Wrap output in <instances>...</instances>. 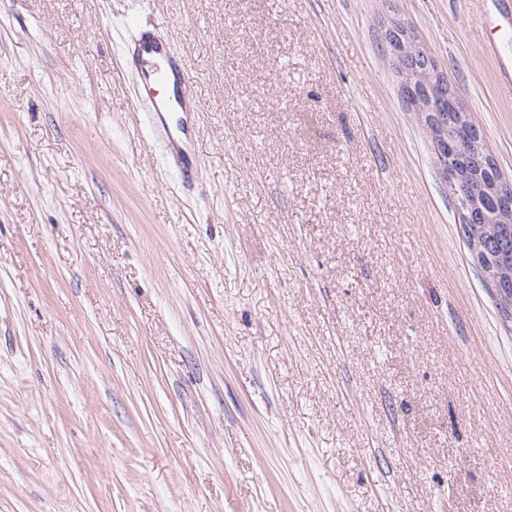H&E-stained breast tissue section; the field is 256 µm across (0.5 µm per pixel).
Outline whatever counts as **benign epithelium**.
<instances>
[{
  "mask_svg": "<svg viewBox=\"0 0 512 512\" xmlns=\"http://www.w3.org/2000/svg\"><path fill=\"white\" fill-rule=\"evenodd\" d=\"M393 54L403 69L402 89L406 99L425 116L426 127L436 146V164L454 195L464 200L457 208L462 226L478 265L494 288L506 321H512V295L499 288L512 275L505 268H486L487 242L481 225L512 223V181H506L486 154L473 125L461 111L448 77L437 61L417 45L402 27L389 33ZM448 100L453 112L439 111L438 103ZM492 198L497 209L487 220L481 201Z\"/></svg>",
  "mask_w": 512,
  "mask_h": 512,
  "instance_id": "obj_1",
  "label": "benign epithelium"
}]
</instances>
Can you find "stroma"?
<instances>
[{
	"label": "stroma",
	"mask_w": 512,
	"mask_h": 512,
	"mask_svg": "<svg viewBox=\"0 0 512 512\" xmlns=\"http://www.w3.org/2000/svg\"><path fill=\"white\" fill-rule=\"evenodd\" d=\"M494 0H0V512H512V329L388 47L512 180ZM202 110L181 184L133 22Z\"/></svg>",
	"instance_id": "stroma-1"
}]
</instances>
